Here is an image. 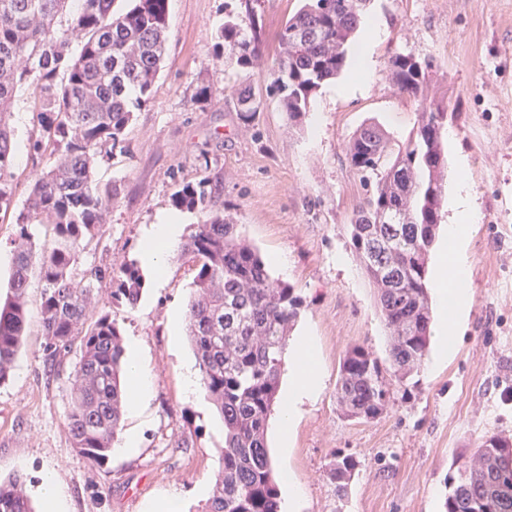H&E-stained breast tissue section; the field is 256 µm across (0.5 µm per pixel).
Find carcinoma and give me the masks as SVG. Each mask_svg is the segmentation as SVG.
Here are the masks:
<instances>
[{
	"mask_svg": "<svg viewBox=\"0 0 512 512\" xmlns=\"http://www.w3.org/2000/svg\"><path fill=\"white\" fill-rule=\"evenodd\" d=\"M0 0V210L12 204L13 130L9 110L16 91L34 98L42 140L32 145L51 161L31 175L26 212L17 219L9 294L0 303V383L13 371L27 333V287L42 282L40 302L44 362L54 367L74 343L80 359L72 375L66 427L71 445L100 465L121 431L130 386L118 323L103 311L88 322L97 284L110 278L111 302L135 305L146 279L137 263L116 271L94 268L75 275L87 240L104 224L114 190L96 178L102 153H125L135 112L151 98L165 53L168 0H133L125 12L115 0ZM219 34L239 66L254 70L263 57L258 0H238ZM370 0H303L279 34L281 51L262 76L265 96L276 98L288 119L299 120L323 83L347 62ZM398 92L420 102L417 124L397 141L378 124L351 136L345 158L367 188L351 218V245L377 293L390 332L394 375L418 373L429 350L428 257L441 223L442 181L448 168L442 129L448 114L434 106V64L398 53L388 62ZM246 119L263 100L239 93ZM207 180L180 183L177 208L209 211L194 227L184 252L196 262L188 305V336L207 397L224 422L222 466L201 512H280V490L266 439L277 403L284 354L303 306L295 288L272 277L239 225L209 210ZM41 224L49 244L39 245L29 226ZM391 399L386 369L366 348L344 355L336 382L343 414L365 422L380 418ZM512 439L478 440L472 458L448 476L444 512H512V469L505 454ZM356 462L336 455L328 475L347 489ZM0 512H34L19 475L0 479Z\"/></svg>",
	"mask_w": 512,
	"mask_h": 512,
	"instance_id": "carcinoma-1",
	"label": "carcinoma"
}]
</instances>
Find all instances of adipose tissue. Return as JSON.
Instances as JSON below:
<instances>
[{
    "instance_id": "ef3b65f1",
    "label": "adipose tissue",
    "mask_w": 512,
    "mask_h": 512,
    "mask_svg": "<svg viewBox=\"0 0 512 512\" xmlns=\"http://www.w3.org/2000/svg\"><path fill=\"white\" fill-rule=\"evenodd\" d=\"M469 161L456 154L451 167L454 184L450 200L451 219L442 244L434 276V300L439 317L435 332L438 336V356L447 358L453 347V336L470 306L466 283L469 279L470 258L466 251L468 230L479 219V208L468 181ZM181 220L167 217L155 225L139 245L142 263L157 279H164L169 254L179 245ZM294 379L280 406V431L288 433L305 401L313 399L321 385L317 369V351L309 337H302L292 352Z\"/></svg>"
}]
</instances>
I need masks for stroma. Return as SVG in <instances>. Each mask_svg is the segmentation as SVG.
Listing matches in <instances>:
<instances>
[{
	"label": "stroma",
	"mask_w": 512,
	"mask_h": 512,
	"mask_svg": "<svg viewBox=\"0 0 512 512\" xmlns=\"http://www.w3.org/2000/svg\"><path fill=\"white\" fill-rule=\"evenodd\" d=\"M237 0H169L166 52L152 96L128 135V151L101 157L97 175L117 195L102 230L80 254L78 270L118 269L139 261V244L171 212L181 181L208 179L212 210L241 224L262 257L279 253L273 267L304 300L293 329L309 334L322 375L318 396L306 402L281 453L277 417L267 438L276 468H288L303 495L298 512H442L448 474L471 455L488 432L512 438V0H371L366 18L385 35L371 46V80L351 83L353 66L325 84L299 121L276 101L252 120L236 99L258 86V72L235 58L215 57L218 34ZM300 0H259L268 57ZM397 53L432 58V74L455 134L447 153L469 159V178L481 218L471 225V308L448 361L426 358L420 372L394 390L377 420L345 417L336 404V381L345 351L367 348L389 360V332L377 294L350 240V221L364 191L345 162L356 128L378 123L406 138L418 105L388 79ZM208 97H200L201 87ZM10 125L15 157L13 203L0 211V297L9 291L14 224L29 194V175L44 159L30 145L40 137L28 90L16 93ZM196 267L173 251L163 281L147 277L135 306L110 302L103 281L96 307H109L124 344L135 345L153 377L141 413L124 415L123 428L139 433V446L112 450L90 465L72 448L66 429L71 382L79 348L59 367L43 363L39 332L42 284L28 288L29 334L9 380L0 384V476L22 475L38 498L45 476L66 494V512H146L159 496L175 492L185 512H197L211 495L222 465L224 425L206 396L186 397L183 373L195 355L188 338L172 343L169 315L186 312ZM358 462L346 492L327 475L334 455Z\"/></svg>",
	"instance_id": "obj_1"
}]
</instances>
